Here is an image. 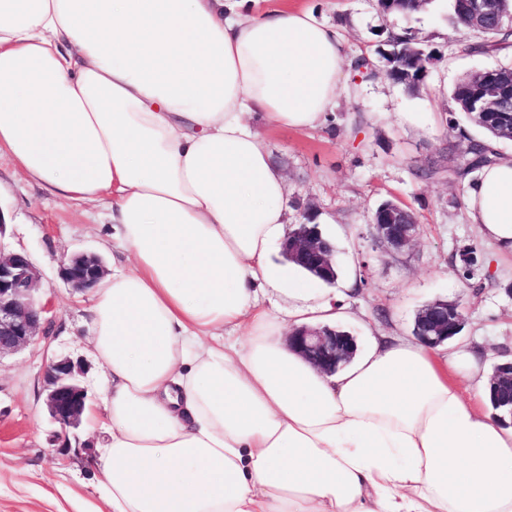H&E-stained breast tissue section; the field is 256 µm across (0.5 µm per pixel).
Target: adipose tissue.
Masks as SVG:
<instances>
[{
  "label": "adipose tissue",
  "mask_w": 512,
  "mask_h": 512,
  "mask_svg": "<svg viewBox=\"0 0 512 512\" xmlns=\"http://www.w3.org/2000/svg\"><path fill=\"white\" fill-rule=\"evenodd\" d=\"M268 2L0 0V152L106 209L131 254L86 309L112 512H512V425L488 385L462 395L456 354L379 335L323 374L289 346L347 306L270 263L288 183L256 125L325 123L349 58L313 9ZM466 203L512 255V152Z\"/></svg>",
  "instance_id": "1"
}]
</instances>
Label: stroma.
Here are the masks:
<instances>
[{
	"instance_id": "obj_1",
	"label": "stroma",
	"mask_w": 512,
	"mask_h": 512,
	"mask_svg": "<svg viewBox=\"0 0 512 512\" xmlns=\"http://www.w3.org/2000/svg\"><path fill=\"white\" fill-rule=\"evenodd\" d=\"M319 9L336 27L350 56L375 54L386 29L408 28L441 54L419 90L410 93L387 79L359 83L358 94L340 98L336 128L271 131L273 158L288 175V214L302 220L307 203L318 210L322 231L336 242V288L353 314L343 327L366 346L382 332L407 337L416 311L447 299L460 304L465 322L452 349L464 359L462 391L485 380L501 355L512 352V255H495L467 215L469 179L444 172L421 181L415 168L429 165L455 131L445 118L451 91L463 76L512 63V51L467 55L454 47L452 0H431L409 17H384L376 0H297ZM0 213L6 225L0 242L28 252L42 278L43 302L55 322L16 354L0 358V512H111L103 499L102 477L90 462L103 430L80 424L71 448L53 444L58 430L45 407L43 365L63 353L85 367L82 383L92 406L100 404L101 371L89 353L82 322L90 295L72 289L58 275V262L84 252L104 265L126 260L115 248L96 208L61 203L23 177L0 157ZM398 200L417 215L415 244L399 254L381 253L372 239L375 208ZM473 250L477 262L463 274L460 255Z\"/></svg>"
}]
</instances>
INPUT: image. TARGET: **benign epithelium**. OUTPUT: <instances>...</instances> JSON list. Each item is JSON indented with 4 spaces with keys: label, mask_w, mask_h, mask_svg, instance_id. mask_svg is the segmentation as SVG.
<instances>
[{
    "label": "benign epithelium",
    "mask_w": 512,
    "mask_h": 512,
    "mask_svg": "<svg viewBox=\"0 0 512 512\" xmlns=\"http://www.w3.org/2000/svg\"><path fill=\"white\" fill-rule=\"evenodd\" d=\"M376 242L386 251L410 248L417 236L418 224H398L384 217L374 224ZM286 260L313 267L319 277L335 274L336 251L323 239L316 224L305 222L291 231L282 246ZM59 274L73 289L89 291L106 274L103 261L96 255L78 253L60 261ZM41 277L29 255L0 245V356L15 352L44 334L53 321L51 308L40 302ZM464 325V315L456 303L437 300L420 314L416 338L429 346H438L455 338ZM292 345L318 370L331 373L349 361L357 350L356 339L336 335L328 328H302L291 336ZM85 373L79 361L52 357L44 367L45 405L51 420L58 424L57 441L71 447L69 430L79 427L87 403L88 391L81 383ZM500 390L512 393V358L500 362L490 383V394Z\"/></svg>",
    "instance_id": "7a95c632"
}]
</instances>
